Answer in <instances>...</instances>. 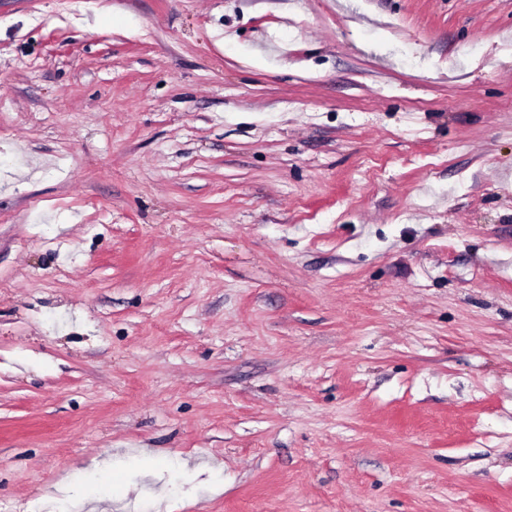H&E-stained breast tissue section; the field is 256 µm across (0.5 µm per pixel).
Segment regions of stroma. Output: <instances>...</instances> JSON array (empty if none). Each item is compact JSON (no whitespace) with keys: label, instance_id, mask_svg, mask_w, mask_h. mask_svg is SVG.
I'll return each mask as SVG.
<instances>
[{"label":"stroma","instance_id":"35a3bbf8","mask_svg":"<svg viewBox=\"0 0 512 512\" xmlns=\"http://www.w3.org/2000/svg\"><path fill=\"white\" fill-rule=\"evenodd\" d=\"M0 512H512V0H0Z\"/></svg>","mask_w":512,"mask_h":512}]
</instances>
